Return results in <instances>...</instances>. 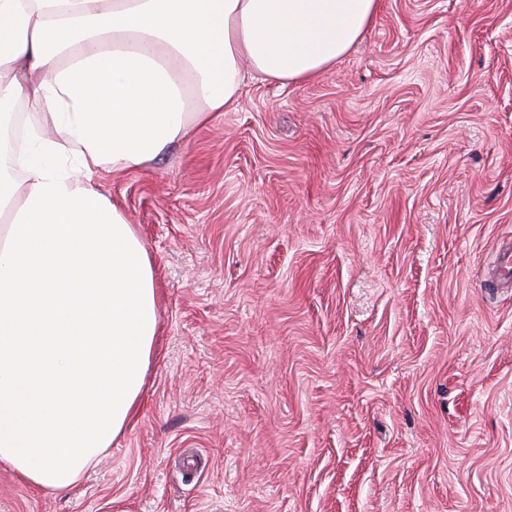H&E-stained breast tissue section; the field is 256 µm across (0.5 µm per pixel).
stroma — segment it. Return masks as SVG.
Masks as SVG:
<instances>
[{"label": "stroma", "mask_w": 512, "mask_h": 512, "mask_svg": "<svg viewBox=\"0 0 512 512\" xmlns=\"http://www.w3.org/2000/svg\"><path fill=\"white\" fill-rule=\"evenodd\" d=\"M95 188L153 262L140 410L0 512H512V0H381L329 70Z\"/></svg>", "instance_id": "35a3bbf8"}]
</instances>
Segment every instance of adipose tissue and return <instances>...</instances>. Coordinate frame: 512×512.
<instances>
[{
    "label": "adipose tissue",
    "instance_id": "adipose-tissue-1",
    "mask_svg": "<svg viewBox=\"0 0 512 512\" xmlns=\"http://www.w3.org/2000/svg\"><path fill=\"white\" fill-rule=\"evenodd\" d=\"M379 0H0V119H36L0 154V462L72 489L123 436L158 331L152 261L92 184L141 169L240 103L250 73L332 67Z\"/></svg>",
    "mask_w": 512,
    "mask_h": 512
}]
</instances>
